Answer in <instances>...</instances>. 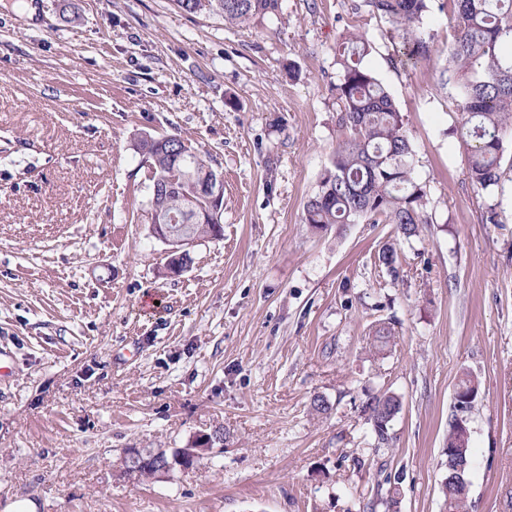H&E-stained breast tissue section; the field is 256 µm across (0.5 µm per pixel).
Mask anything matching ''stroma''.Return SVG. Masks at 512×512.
Returning <instances> with one entry per match:
<instances>
[{
	"mask_svg": "<svg viewBox=\"0 0 512 512\" xmlns=\"http://www.w3.org/2000/svg\"><path fill=\"white\" fill-rule=\"evenodd\" d=\"M33 3L0 0V512L19 497L38 512H444L467 372L470 512H512V180L466 177L450 8L428 20L430 60L405 68L391 24L354 0H279L247 26L174 0ZM348 29L371 41L416 152L432 222L408 241L303 222L336 147ZM172 134L224 180L223 233L177 277L137 150ZM381 320L397 336L377 354ZM380 392L402 402L384 448L362 412ZM216 427L223 447L190 470L123 469Z\"/></svg>",
	"mask_w": 512,
	"mask_h": 512,
	"instance_id": "1",
	"label": "stroma"
}]
</instances>
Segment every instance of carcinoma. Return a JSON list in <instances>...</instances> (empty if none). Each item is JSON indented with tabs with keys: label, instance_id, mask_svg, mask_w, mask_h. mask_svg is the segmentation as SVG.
I'll return each instance as SVG.
<instances>
[{
	"label": "carcinoma",
	"instance_id": "1",
	"mask_svg": "<svg viewBox=\"0 0 512 512\" xmlns=\"http://www.w3.org/2000/svg\"><path fill=\"white\" fill-rule=\"evenodd\" d=\"M194 14L220 10L224 21L248 25L278 8V0H175ZM458 21L448 56L461 114L453 131L467 149L466 175L480 191L501 185L505 141L512 140V0H448ZM373 15L387 19L400 39L403 62L416 65L431 56L432 36L426 27L434 0H363ZM371 42L358 30L341 36L336 63L340 66L333 91L339 106L336 150L316 192L305 205L304 223L314 228L344 227L381 220L396 226L408 240L430 223L427 194L415 176V152L404 115L366 64ZM150 166V186L163 187L159 203L167 227L178 237L199 240L222 231L223 211H213L194 185L207 176V160L180 136L165 141L146 137L137 145ZM379 265L399 276L398 255L385 246ZM373 348L384 352L394 337L389 322L372 326ZM472 405L454 406L448 426V473L440 484L446 512H469V494H460L471 462L466 415ZM401 409L393 393L371 397L365 407L372 427V446L389 444L388 426Z\"/></svg>",
	"mask_w": 512,
	"mask_h": 512
}]
</instances>
